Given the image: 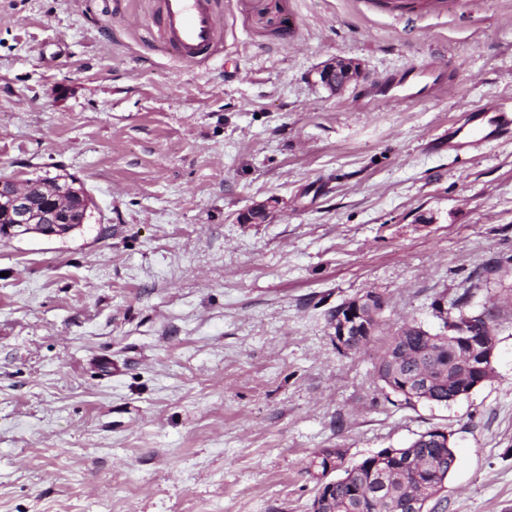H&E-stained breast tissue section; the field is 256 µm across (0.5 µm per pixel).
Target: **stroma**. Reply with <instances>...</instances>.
Segmentation results:
<instances>
[{
  "mask_svg": "<svg viewBox=\"0 0 512 512\" xmlns=\"http://www.w3.org/2000/svg\"><path fill=\"white\" fill-rule=\"evenodd\" d=\"M186 65L155 0H0V178L75 177L90 217L0 238V512H311L313 457L453 435L444 512H512V0H221ZM359 77L342 92L317 71ZM444 61L450 82L387 87ZM272 203L264 224L241 213ZM384 300L344 353L332 315ZM492 318L490 381L404 405L376 375L435 302ZM320 82L336 92L347 86L356 76V69L344 61H332L324 64L318 71ZM512 108L481 107L466 110L458 126L448 132V153L479 152L488 143L512 136Z\"/></svg>",
  "mask_w": 512,
  "mask_h": 512,
  "instance_id": "obj_1",
  "label": "stroma"
}]
</instances>
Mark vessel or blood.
Instances as JSON below:
<instances>
[{
    "mask_svg": "<svg viewBox=\"0 0 512 512\" xmlns=\"http://www.w3.org/2000/svg\"><path fill=\"white\" fill-rule=\"evenodd\" d=\"M154 22L178 59L193 64L208 57L221 42L218 0H159ZM512 136V111L481 107L464 111L448 134L449 152H477L488 143Z\"/></svg>",
    "mask_w": 512,
    "mask_h": 512,
    "instance_id": "obj_1",
    "label": "vessel or blood"
}]
</instances>
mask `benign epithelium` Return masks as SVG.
Returning a JSON list of instances; mask_svg holds the SVG:
<instances>
[{
    "label": "benign epithelium",
    "instance_id": "obj_1",
    "mask_svg": "<svg viewBox=\"0 0 512 512\" xmlns=\"http://www.w3.org/2000/svg\"><path fill=\"white\" fill-rule=\"evenodd\" d=\"M320 82L336 92L347 86L356 76V69L344 61H332L324 64L318 71ZM81 202V211L90 208V199L82 191L73 188H52L45 192V200L38 201L29 192L28 184L0 178V209L8 210L14 223L6 226L12 238L38 233L45 237L61 236L70 232L74 224L71 208ZM362 299H356L352 308L339 314L334 322V340L344 350L348 340L359 327L370 329L369 324H360ZM455 342L466 349L474 365L464 366V371L472 367H484L493 363L495 346L482 338L472 335V331L463 326L455 334ZM389 386H398L399 390L414 400H423L429 395L430 379L426 375L415 374L407 380L394 383L393 376L386 377Z\"/></svg>",
    "mask_w": 512,
    "mask_h": 512
}]
</instances>
